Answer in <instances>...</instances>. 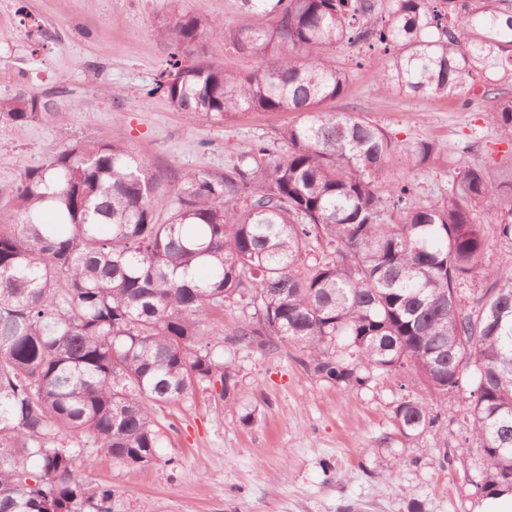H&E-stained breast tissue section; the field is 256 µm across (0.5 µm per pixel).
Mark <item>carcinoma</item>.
Here are the masks:
<instances>
[{
    "instance_id": "carcinoma-1",
    "label": "carcinoma",
    "mask_w": 512,
    "mask_h": 512,
    "mask_svg": "<svg viewBox=\"0 0 512 512\" xmlns=\"http://www.w3.org/2000/svg\"><path fill=\"white\" fill-rule=\"evenodd\" d=\"M239 2L256 23L218 26L186 12L159 25L176 52L146 96L161 93L188 120L301 112L306 120L281 132L285 158L257 143L221 176L178 174L161 222L157 179L119 135L76 141L27 170L13 214L0 217V512H112V489L80 475L94 465L82 449L146 468L160 458L156 407L198 389L238 401L215 321L235 298L254 307L236 341L292 343L340 389L408 369L446 398L470 373L478 492L512 488V279L485 271L471 310L457 294L481 268L474 207L512 263V184L467 168L448 196L422 204L390 176L397 144L381 126L320 111L347 82L329 56L344 43L382 49L383 87L427 98L512 74V54L493 38L512 31V0L472 10L468 0ZM379 10L384 19L369 24ZM204 38L256 59V70L207 60ZM54 109L48 95L0 99V118L14 124ZM496 119L512 140V100ZM437 150L417 142L401 162L415 170ZM314 241L330 255L307 260ZM432 410L402 399L394 418L413 435L435 421Z\"/></svg>"
}]
</instances>
